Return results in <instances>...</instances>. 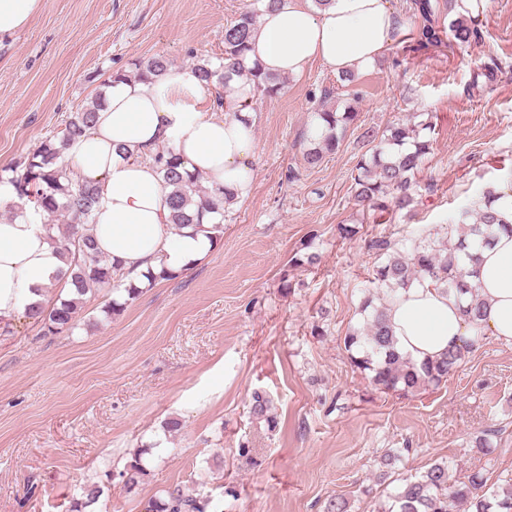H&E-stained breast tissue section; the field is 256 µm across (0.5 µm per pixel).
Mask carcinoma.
<instances>
[{"label": "carcinoma", "mask_w": 512, "mask_h": 512, "mask_svg": "<svg viewBox=\"0 0 512 512\" xmlns=\"http://www.w3.org/2000/svg\"><path fill=\"white\" fill-rule=\"evenodd\" d=\"M279 0H251L238 17L224 27V59L227 70L219 72L208 64L196 67L202 81L222 84L236 76L254 87L256 96L272 98L283 89L279 77L262 71L259 64H245L251 38L262 11L275 6ZM409 10L418 19L409 50L419 53L440 50L451 44L470 45L481 38L473 20L455 14V0H412ZM172 62L155 56L139 63L136 78L158 76L169 71ZM498 63H484L473 72L472 85L488 84L495 79ZM104 97L67 121L62 136L43 141L28 156L22 172L10 166L0 168V184L13 186L18 202L12 204L15 213L33 203L49 238L67 257L74 292L59 297L50 305L32 314L34 323L47 334H59L75 328L84 296L97 288L118 294L106 305L103 313L110 317L122 312L143 289L126 282L127 272L112 264L95 245L93 210L97 190L88 183L69 177L71 161L66 157L68 143L90 128L96 110ZM355 118L347 109L338 112L321 108L313 112L312 121L322 128L320 136H309L310 148L305 157L309 165H317L323 154L336 149L337 129L344 128ZM429 125L410 129L396 125L379 140H370L372 147L356 165L353 178L355 199L373 208H407L414 199L415 174L430 150L427 135ZM169 193L166 204L169 222L176 230L202 224L206 214L219 220L211 227L218 233L224 221V190L201 185L202 174L186 170L178 157L168 148L151 155ZM484 206L475 220L460 225L457 240L450 246L434 241H421L408 253L402 252L390 237L376 234L365 241L366 248L381 259L374 270V292L368 293L361 304L364 323L348 331L344 349L351 364L369 378L382 392L412 396L420 390L448 380L464 360L463 352L450 350L434 362L417 363L402 355L388 320V307L398 293L414 282L430 279L442 290L462 303L463 313L475 321L485 313V302L473 284L466 280V265L478 259L479 252L496 238L502 220L493 208L496 196L484 195ZM396 455L388 453L381 459L378 482L397 483L396 491L374 504L371 512H512V478L496 488L487 489L484 475L475 471L465 480L455 478L448 463L436 462L424 473L405 476L395 471ZM147 474L143 454L137 453L120 473L123 487L131 492ZM102 488L93 484L80 486L71 500L70 512H90L102 495ZM210 499L201 495H185L176 489L148 502L146 512H207Z\"/></svg>", "instance_id": "obj_1"}]
</instances>
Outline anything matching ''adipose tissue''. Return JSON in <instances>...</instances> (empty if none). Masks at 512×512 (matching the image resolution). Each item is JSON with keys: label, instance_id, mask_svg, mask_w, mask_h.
Masks as SVG:
<instances>
[{"label": "adipose tissue", "instance_id": "ef3b65f1", "mask_svg": "<svg viewBox=\"0 0 512 512\" xmlns=\"http://www.w3.org/2000/svg\"><path fill=\"white\" fill-rule=\"evenodd\" d=\"M42 8L43 0H0V42L27 28ZM400 30L389 0H330L317 8L307 0H280L263 12L246 60L276 75L301 74L314 62L333 74L359 73L382 59ZM209 97L221 99L222 107L204 111ZM254 106L247 82L208 86L191 67L148 80L118 79L92 127L68 145L73 179L98 191V247L130 271L138 287H146V272L179 275L213 248L206 232L172 231L167 191L151 154L168 145L188 170L240 201L254 179ZM66 269L34 211L1 221L0 318L44 304L49 289L66 287ZM468 279L487 302L477 322L431 280L399 293L389 321L403 353L433 360L479 336L512 346V232H500L482 251Z\"/></svg>", "mask_w": 512, "mask_h": 512}]
</instances>
